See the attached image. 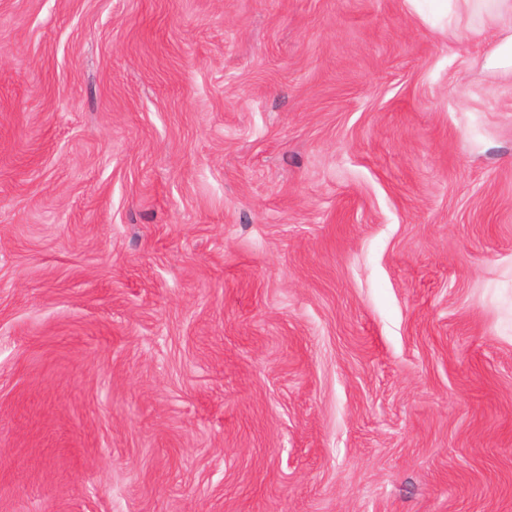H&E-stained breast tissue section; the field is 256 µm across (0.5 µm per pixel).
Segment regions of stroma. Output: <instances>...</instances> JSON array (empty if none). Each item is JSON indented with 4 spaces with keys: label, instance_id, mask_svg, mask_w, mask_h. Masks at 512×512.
<instances>
[{
    "label": "stroma",
    "instance_id": "stroma-1",
    "mask_svg": "<svg viewBox=\"0 0 512 512\" xmlns=\"http://www.w3.org/2000/svg\"><path fill=\"white\" fill-rule=\"evenodd\" d=\"M509 35L0 0V512H512Z\"/></svg>",
    "mask_w": 512,
    "mask_h": 512
}]
</instances>
